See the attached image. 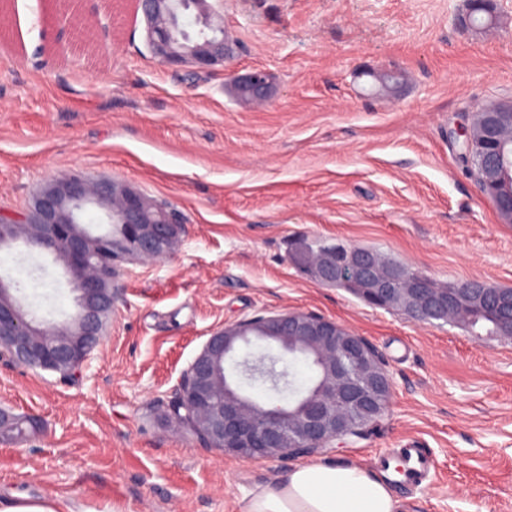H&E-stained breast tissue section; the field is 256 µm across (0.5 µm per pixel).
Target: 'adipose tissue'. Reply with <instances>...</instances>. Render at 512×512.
<instances>
[{"mask_svg":"<svg viewBox=\"0 0 512 512\" xmlns=\"http://www.w3.org/2000/svg\"><path fill=\"white\" fill-rule=\"evenodd\" d=\"M392 488L359 465L307 461L248 495L245 512H400Z\"/></svg>","mask_w":512,"mask_h":512,"instance_id":"adipose-tissue-1","label":"adipose tissue"}]
</instances>
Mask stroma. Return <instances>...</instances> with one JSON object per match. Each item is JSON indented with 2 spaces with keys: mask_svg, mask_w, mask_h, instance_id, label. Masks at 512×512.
<instances>
[{
  "mask_svg": "<svg viewBox=\"0 0 512 512\" xmlns=\"http://www.w3.org/2000/svg\"><path fill=\"white\" fill-rule=\"evenodd\" d=\"M495 25L467 0H223L232 56L168 67L112 0H13L0 42V214L73 169L169 203L184 230L162 260L126 265L101 342L77 378L0 358V409L39 431L0 441V497L63 498L74 512H244L255 486L296 458L245 460L163 411L213 329L297 311L364 336L392 382L367 437L325 460L372 467L419 444L435 461L393 490L403 512H512V339L418 323L328 288L290 260L300 240L374 248L440 286L512 288L503 223L455 157L478 105L512 99V0ZM82 24L55 42L63 22ZM263 68L270 98L245 102L230 74ZM399 74L395 92L375 77ZM0 270L38 316L75 294L52 255L24 242Z\"/></svg>",
  "mask_w": 512,
  "mask_h": 512,
  "instance_id": "1",
  "label": "stroma"
}]
</instances>
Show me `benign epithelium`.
<instances>
[{
    "mask_svg": "<svg viewBox=\"0 0 512 512\" xmlns=\"http://www.w3.org/2000/svg\"><path fill=\"white\" fill-rule=\"evenodd\" d=\"M185 0H138L145 37L163 65L207 70L229 55L225 37L185 43L173 37L175 4ZM195 12L217 29H224L208 0H192ZM231 88L251 100L272 93L265 69L235 77ZM479 121L460 127L457 147L461 165L470 172L508 224L512 223V99L477 109ZM105 213L118 233L100 237L93 260L88 234L79 228L89 206ZM40 228L44 251L63 250L65 275L77 297L70 322L53 323L29 312L13 293L12 279L0 274V356L13 363L59 373L76 370L100 343L112 316V288L125 265L159 260L174 250L183 225L179 215L136 186L101 179L89 184L78 171L52 178L32 197L18 217L0 215V249L17 238L16 227ZM298 266L323 286L355 288L364 302L398 311L417 321L466 323L488 304L489 294L471 285L439 287L426 275L410 276L367 248L325 247L299 253ZM498 335L512 338V291L495 295ZM265 344L269 351L237 358L241 345ZM277 348L273 353L270 348ZM306 351L316 363L309 384L295 403L266 407L247 394L243 384L276 389L288 380L290 350ZM392 396L389 374L373 346L363 336L334 321L285 311L255 316L210 333L200 353L182 373L168 402V422L191 420L195 435L214 448L247 460L314 454L361 438L387 412Z\"/></svg>",
    "mask_w": 512,
    "mask_h": 512,
    "instance_id": "benign-epithelium-1",
    "label": "benign epithelium"
}]
</instances>
